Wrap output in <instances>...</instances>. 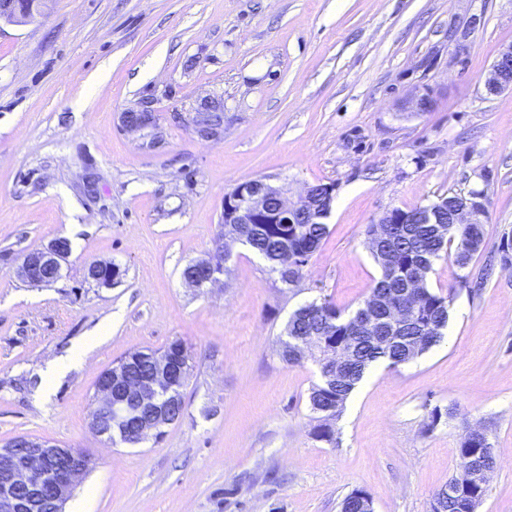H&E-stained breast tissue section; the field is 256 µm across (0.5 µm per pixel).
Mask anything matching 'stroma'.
<instances>
[{"mask_svg": "<svg viewBox=\"0 0 512 512\" xmlns=\"http://www.w3.org/2000/svg\"><path fill=\"white\" fill-rule=\"evenodd\" d=\"M509 44L512 0H49L34 22L0 26V446L26 435L90 453L66 512H340L354 490L375 512H429L478 424L497 466L477 512H512V265L497 259L512 239V92L484 88ZM207 96L224 100L215 140L172 119ZM145 97L155 126L124 130ZM251 179L295 195L334 184L303 279L283 284L236 244L229 275L187 285L225 194ZM472 192L485 243L463 272L484 287L457 290L463 272L437 260L428 286L453 295L442 341L373 363L335 444L317 441L319 367L279 357L289 316L325 299L351 317L380 275L369 225ZM59 237L71 255L56 282L18 277ZM92 261L120 281L86 280ZM175 339L193 365L183 418L133 447L96 436L98 376ZM431 406L446 415L427 432Z\"/></svg>", "mask_w": 512, "mask_h": 512, "instance_id": "stroma-1", "label": "stroma"}]
</instances>
